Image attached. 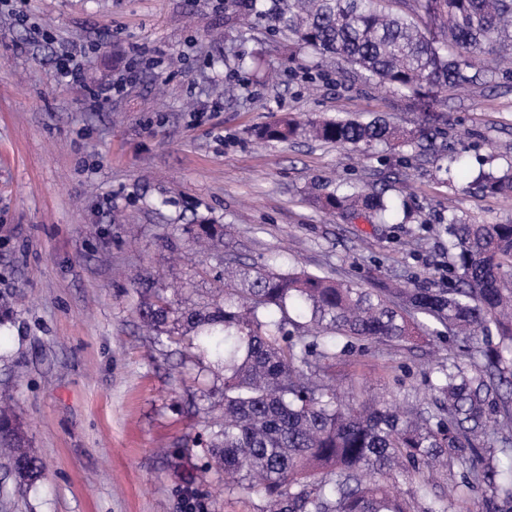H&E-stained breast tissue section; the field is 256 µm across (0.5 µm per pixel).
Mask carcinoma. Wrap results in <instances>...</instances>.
I'll return each mask as SVG.
<instances>
[{"instance_id":"1","label":"carcinoma","mask_w":512,"mask_h":512,"mask_svg":"<svg viewBox=\"0 0 512 512\" xmlns=\"http://www.w3.org/2000/svg\"><path fill=\"white\" fill-rule=\"evenodd\" d=\"M236 15L274 22L273 31L324 56H337L427 106L440 91L473 84L480 56L512 48V0H423L424 15L390 12L384 0H224ZM460 52L448 55V46ZM263 139L295 137L350 146L411 142L425 128L405 130L381 119L295 121L289 114L264 127ZM479 190L512 199V169L482 173ZM323 208L357 219H394L385 191L332 192ZM455 254L450 288L364 289L307 271L264 265L224 266V299L172 313L167 299L147 298L143 319L189 358H213L222 379V414L208 421L210 460L203 472H224V492L244 490L265 512H447L433 475L450 488L485 492L487 512H512V224L448 218ZM224 226L197 224L213 245ZM433 322L470 345L450 365L426 376L434 409L368 399L346 401L332 368L358 340L407 346ZM0 449L17 485L43 478L22 425L0 408ZM402 470L412 496L390 483Z\"/></svg>"}]
</instances>
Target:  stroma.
<instances>
[{"instance_id":"1","label":"stroma","mask_w":512,"mask_h":512,"mask_svg":"<svg viewBox=\"0 0 512 512\" xmlns=\"http://www.w3.org/2000/svg\"><path fill=\"white\" fill-rule=\"evenodd\" d=\"M220 0H0V394L12 396L43 464L15 487L0 457V512H263V500L200 480L205 426L221 394L139 318L146 292L211 303L225 262H279L361 287L446 288L448 215L512 224V204L472 189L512 166V74L482 57L476 82L433 108L430 145L259 140L291 113L419 128L408 94L272 35ZM261 54L263 73L239 59ZM84 81L59 84L64 55ZM463 152L453 174L435 153ZM385 191L407 224L325 213L338 186ZM207 219L226 234L195 244ZM360 342L333 373L348 396L428 404L429 358Z\"/></svg>"}]
</instances>
